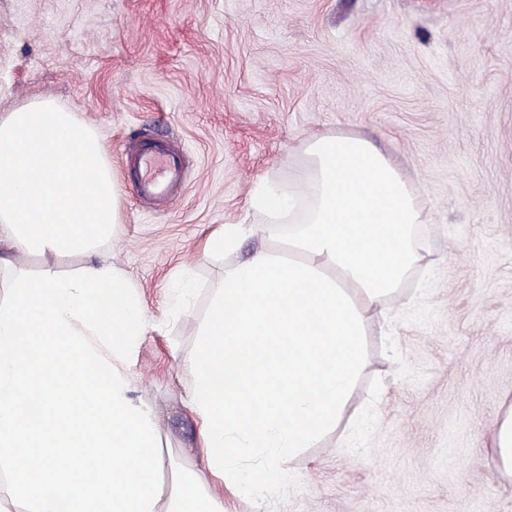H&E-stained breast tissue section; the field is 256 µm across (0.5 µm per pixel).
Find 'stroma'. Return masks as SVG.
Segmentation results:
<instances>
[{
  "label": "stroma",
  "mask_w": 512,
  "mask_h": 512,
  "mask_svg": "<svg viewBox=\"0 0 512 512\" xmlns=\"http://www.w3.org/2000/svg\"><path fill=\"white\" fill-rule=\"evenodd\" d=\"M48 97L90 126L121 193L99 257L152 324L130 397L157 416L156 481L196 466L184 400L225 268L287 236L251 203L287 190L312 135L386 149L422 198L421 259L372 328L343 423L226 512H512L486 442L512 399V0H0V115ZM182 156L174 204L127 155ZM255 230L208 254L211 232Z\"/></svg>",
  "instance_id": "obj_1"
}]
</instances>
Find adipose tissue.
<instances>
[{
    "mask_svg": "<svg viewBox=\"0 0 512 512\" xmlns=\"http://www.w3.org/2000/svg\"><path fill=\"white\" fill-rule=\"evenodd\" d=\"M289 192L256 201L287 214V247L227 267L201 328L188 409L203 471L154 484L152 409L129 397L150 327L112 263L92 257L120 220V191L93 131L48 98L0 115V464L27 512H224L210 485L271 488L282 462L344 418L367 328L420 260L428 215L393 160L347 132L313 136ZM83 256L38 277L17 256Z\"/></svg>",
    "mask_w": 512,
    "mask_h": 512,
    "instance_id": "ef3b65f1",
    "label": "adipose tissue"
}]
</instances>
